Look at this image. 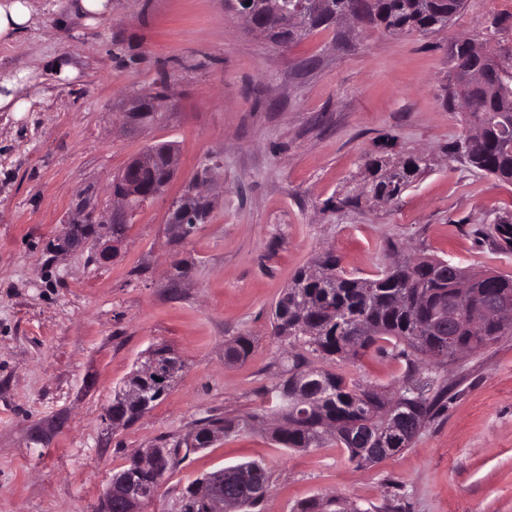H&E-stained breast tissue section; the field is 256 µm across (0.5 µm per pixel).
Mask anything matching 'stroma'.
<instances>
[{
  "label": "stroma",
  "instance_id": "obj_1",
  "mask_svg": "<svg viewBox=\"0 0 512 512\" xmlns=\"http://www.w3.org/2000/svg\"><path fill=\"white\" fill-rule=\"evenodd\" d=\"M62 0H38L35 26L0 46V70L37 69L28 112H0V512H95L130 457L186 441L206 418L247 416L282 369L271 311L293 275L333 251L373 278L404 256L512 275V182L449 155L468 127L446 103L449 48L467 38L512 67V0H467L448 26L389 34L347 20L280 47L224 0H112L110 17L59 26ZM66 58L62 81L41 61ZM167 76L173 102L125 133L128 101ZM172 141L180 170L134 215L118 256L54 250L72 203L107 202L114 175ZM425 154L393 201L372 199L365 162ZM208 223L188 242L167 226L201 166ZM252 337L246 361L225 341ZM181 360L173 387L123 426L105 413L148 352ZM352 383L396 390L409 362L393 345L330 362ZM416 378L443 405L412 443L357 465L328 443L294 451L257 426L187 451L145 512H177L186 486L258 461L270 491L254 512L336 496L360 512H512V334Z\"/></svg>",
  "mask_w": 512,
  "mask_h": 512
}]
</instances>
